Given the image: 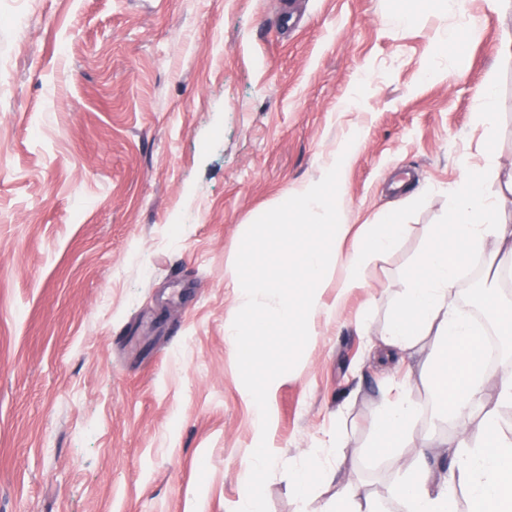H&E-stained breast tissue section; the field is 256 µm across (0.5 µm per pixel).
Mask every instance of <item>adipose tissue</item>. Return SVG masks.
I'll return each mask as SVG.
<instances>
[{"mask_svg":"<svg viewBox=\"0 0 512 512\" xmlns=\"http://www.w3.org/2000/svg\"><path fill=\"white\" fill-rule=\"evenodd\" d=\"M497 161L470 171L457 185L448 222L420 253L404 277L379 338L389 357L424 353L422 375L429 382L434 419H456L462 429L457 455L445 480H438L427 453L406 460L396 487L403 512H457V493L465 491L469 512H512V429L496 410L473 414L472 407L488 371L484 344L472 319L453 300V289L469 259L512 268V222L499 217L485 195L484 183ZM414 409L402 395L378 410L371 452L402 448L412 437Z\"/></svg>","mask_w":512,"mask_h":512,"instance_id":"obj_1","label":"adipose tissue"}]
</instances>
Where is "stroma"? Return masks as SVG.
Wrapping results in <instances>:
<instances>
[{"label": "stroma", "instance_id": "stroma-1", "mask_svg": "<svg viewBox=\"0 0 512 512\" xmlns=\"http://www.w3.org/2000/svg\"><path fill=\"white\" fill-rule=\"evenodd\" d=\"M0 0V512H235L255 441L225 327L241 237L350 146L341 223L367 232L417 198L398 247L337 297L271 391L268 512H321L365 485L400 512V461L450 466L418 361L375 359L402 278L448 221L465 173L512 218V0ZM480 27L463 56L448 30ZM496 80L486 132L476 96ZM406 447L368 454L396 386ZM347 444L337 447L336 433ZM336 477L310 506L290 463Z\"/></svg>", "mask_w": 512, "mask_h": 512}]
</instances>
